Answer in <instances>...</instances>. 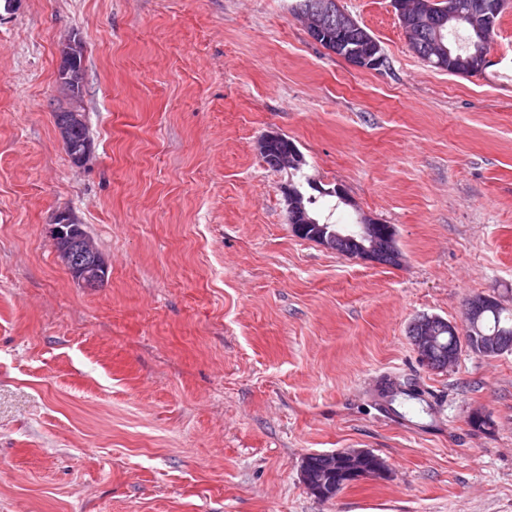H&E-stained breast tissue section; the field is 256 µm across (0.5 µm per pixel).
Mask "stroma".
<instances>
[{"mask_svg":"<svg viewBox=\"0 0 512 512\" xmlns=\"http://www.w3.org/2000/svg\"><path fill=\"white\" fill-rule=\"evenodd\" d=\"M338 3L383 67L325 50L294 0L0 7V512H512V353L434 370L409 335L512 308V0L473 75L422 61L391 0ZM76 36L80 167L53 117ZM270 131L344 189L337 223L395 228L398 264L293 234ZM61 211L102 285L58 259ZM342 448L386 472L319 499L302 461ZM356 23L358 24L359 27L356 29L357 37H354L356 41L352 46L358 47L360 51H365L368 45L371 44L372 40H374L379 45L377 40L367 30L366 27L362 26L358 21H356ZM371 45L372 46H370L366 54L359 55L347 52L344 56L340 57L343 58L344 60L348 58L349 61L346 62L355 67L361 69H372L373 67L379 64L381 57L376 55L378 52V47L376 46V44L372 43ZM65 74L67 86L83 96L85 88L84 52L76 57H65L58 65L57 75Z\"/></svg>","mask_w":512,"mask_h":512,"instance_id":"stroma-1","label":"stroma"}]
</instances>
